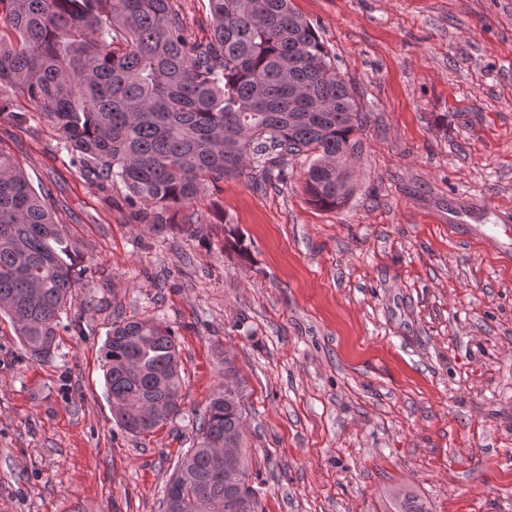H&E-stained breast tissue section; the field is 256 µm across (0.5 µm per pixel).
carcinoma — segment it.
<instances>
[{
  "label": "carcinoma",
  "mask_w": 512,
  "mask_h": 512,
  "mask_svg": "<svg viewBox=\"0 0 512 512\" xmlns=\"http://www.w3.org/2000/svg\"><path fill=\"white\" fill-rule=\"evenodd\" d=\"M207 2L214 34L196 42L170 0H0V94L27 97L85 176L122 183L141 224L166 226L204 181L250 165L266 172L288 156L316 155L306 172L313 204H345L336 156L352 149L364 117L315 28L290 0ZM82 261L47 195L0 151V314L39 360L52 359ZM100 361L126 432L160 426L151 409L181 413L169 327L117 321ZM199 430L163 512H259L234 391L212 395Z\"/></svg>",
  "instance_id": "obj_1"
}]
</instances>
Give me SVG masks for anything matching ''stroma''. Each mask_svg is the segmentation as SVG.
Wrapping results in <instances>:
<instances>
[{
    "mask_svg": "<svg viewBox=\"0 0 512 512\" xmlns=\"http://www.w3.org/2000/svg\"><path fill=\"white\" fill-rule=\"evenodd\" d=\"M292 3L366 118L335 209L298 156L204 182L154 229L0 96V149L84 256L51 361L0 316V512H162L228 363L263 512H389L405 492L512 512V0ZM130 317L171 327L183 369L181 414L139 437L99 363Z\"/></svg>",
    "mask_w": 512,
    "mask_h": 512,
    "instance_id": "obj_1",
    "label": "stroma"
}]
</instances>
